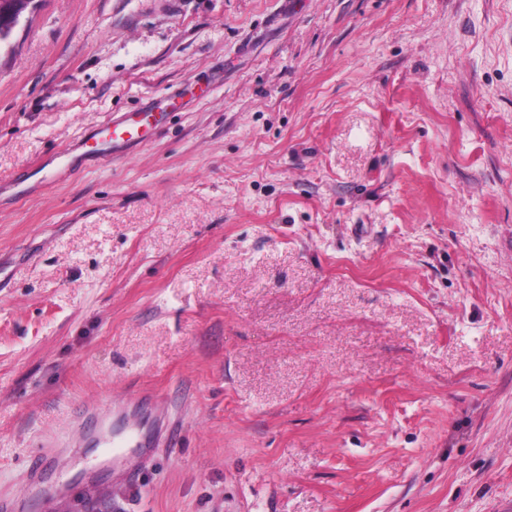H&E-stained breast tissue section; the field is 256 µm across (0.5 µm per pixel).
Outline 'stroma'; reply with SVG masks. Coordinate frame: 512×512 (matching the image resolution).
Wrapping results in <instances>:
<instances>
[{"label":"stroma","mask_w":512,"mask_h":512,"mask_svg":"<svg viewBox=\"0 0 512 512\" xmlns=\"http://www.w3.org/2000/svg\"><path fill=\"white\" fill-rule=\"evenodd\" d=\"M0 502L512 512V0H36L0 48ZM139 122L124 115L120 119H109L97 127L94 133L85 140L82 147V157H95L99 146L115 147L132 146L140 143L137 137ZM99 444H102L106 448H113L112 453H116L118 449L114 448H128L137 447L142 444V437L139 434L137 428L130 429L126 434H117L114 438L112 434L97 438Z\"/></svg>","instance_id":"obj_1"}]
</instances>
